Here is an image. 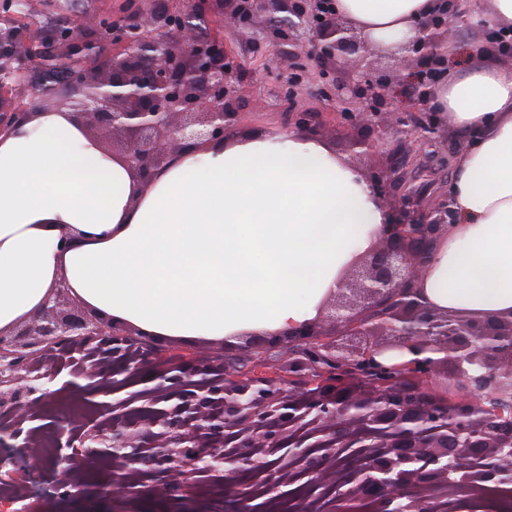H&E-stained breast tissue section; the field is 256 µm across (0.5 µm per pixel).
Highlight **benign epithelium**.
<instances>
[{
	"label": "benign epithelium",
	"instance_id": "1",
	"mask_svg": "<svg viewBox=\"0 0 512 512\" xmlns=\"http://www.w3.org/2000/svg\"><path fill=\"white\" fill-rule=\"evenodd\" d=\"M325 0H186L169 16L139 15L134 24H107L82 16L68 31L32 33L17 22L0 27V135L38 116L18 100L16 75L35 62L68 67L69 95L56 111L85 130L106 154L122 161L146 188L181 154L222 142L238 129V68L224 38L199 39L191 21L217 14L237 27L241 17L274 4L291 15L289 27L311 43L309 60L347 61L371 44ZM468 26L463 12L437 16L400 46L428 58ZM159 28L164 35L151 38ZM394 94L366 63L334 92L335 116L357 131L367 150L402 134L432 146L435 113L420 128L408 114L378 111ZM285 133L321 137L322 112L289 99ZM392 158L362 176L387 213L369 245L357 252L321 301L317 315L274 334L245 332L232 347L207 349L154 336L87 306L61 281L32 315L0 331V417L34 416L51 395L57 373L43 369L58 349L107 363L130 374L162 362L158 387L188 388L190 395L157 412L158 419L130 430L119 406L107 408L112 426L70 437V452L51 459L17 446V434L0 428V480L33 482L32 492L58 494L82 470L94 444L111 442L115 483L99 494L130 495L125 474L150 466L165 498L194 488V474L224 466L225 488L255 465L252 449L277 448L284 439L301 458L325 451L312 479L336 481V510L349 501L373 500L377 512H458L448 486L478 487L512 479V317L439 310L416 282L448 223V200L421 207L410 189L395 196L387 182L399 173ZM75 379H98L106 388L116 373L98 362L73 370ZM372 448L360 470L343 465V449Z\"/></svg>",
	"mask_w": 512,
	"mask_h": 512
}]
</instances>
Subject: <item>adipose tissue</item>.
<instances>
[{
	"instance_id": "obj_1",
	"label": "adipose tissue",
	"mask_w": 512,
	"mask_h": 512,
	"mask_svg": "<svg viewBox=\"0 0 512 512\" xmlns=\"http://www.w3.org/2000/svg\"><path fill=\"white\" fill-rule=\"evenodd\" d=\"M375 46L414 36L441 0H336ZM431 105L466 146L453 221L418 286L430 305L512 313V69L489 41ZM386 213L323 141L254 135L183 152L144 192L64 113L0 137V330L58 281L157 336L275 333L312 319Z\"/></svg>"
}]
</instances>
